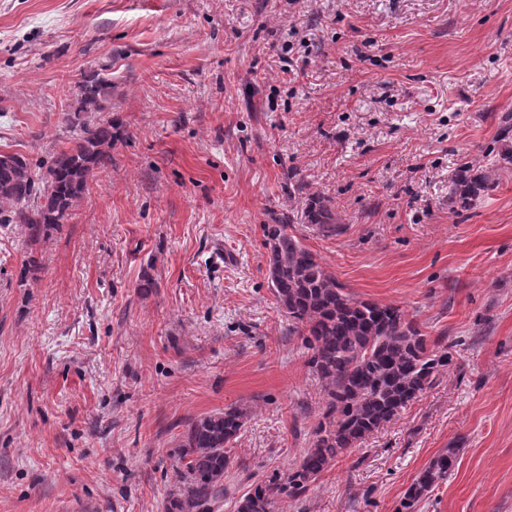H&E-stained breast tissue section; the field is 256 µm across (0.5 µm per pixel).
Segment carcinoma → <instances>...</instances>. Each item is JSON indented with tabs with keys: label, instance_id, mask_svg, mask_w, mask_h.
Segmentation results:
<instances>
[{
	"label": "carcinoma",
	"instance_id": "obj_1",
	"mask_svg": "<svg viewBox=\"0 0 512 512\" xmlns=\"http://www.w3.org/2000/svg\"><path fill=\"white\" fill-rule=\"evenodd\" d=\"M112 82L85 76L73 106L70 146L38 172L19 155L0 153V224H23L37 240L63 223L87 188L90 174L112 164V118L100 115ZM501 143L494 165L461 166L448 196L449 208L467 211L496 185L497 172L512 167V113L501 116ZM307 223L325 236L336 234L328 201L313 196ZM291 224L263 225L267 271L277 303L311 350L308 365L322 382L326 406L313 429L310 448L298 464L256 483L235 504V512H278V503L299 501L309 486L369 435L396 419L435 383L452 363L443 338L430 339L395 305L362 300L345 291L313 252L292 234ZM246 425L245 413L228 407L192 422L178 451V481L165 512H214L224 499V476L233 465L228 449ZM456 449L430 460L405 491L400 512L447 481Z\"/></svg>",
	"mask_w": 512,
	"mask_h": 512
}]
</instances>
